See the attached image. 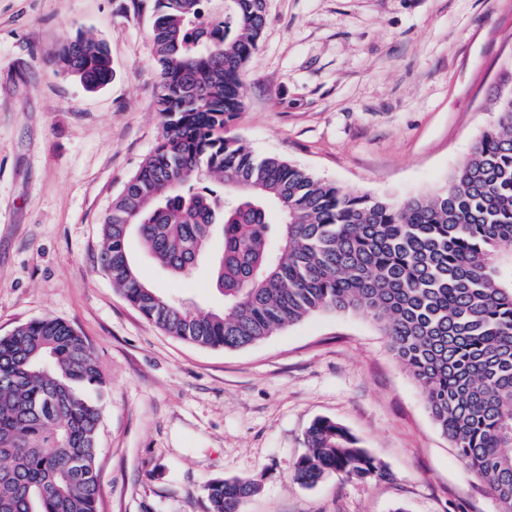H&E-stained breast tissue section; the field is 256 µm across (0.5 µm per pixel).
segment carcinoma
<instances>
[{
	"label": "carcinoma",
	"mask_w": 512,
	"mask_h": 512,
	"mask_svg": "<svg viewBox=\"0 0 512 512\" xmlns=\"http://www.w3.org/2000/svg\"><path fill=\"white\" fill-rule=\"evenodd\" d=\"M265 23V0H157L163 137L104 219L102 271L149 322L205 348L243 349L321 311L381 323L437 427L497 512H512V93H497L494 122L447 187L399 202L347 193L224 136ZM53 65L89 89L112 76L106 44L85 35ZM203 172L222 191L191 188ZM132 234L175 277L211 261L224 309L142 283ZM104 385L90 344L61 319L0 336V512H98ZM305 443L294 469L303 485L389 476L330 419ZM258 491L253 480L211 482L207 512H241Z\"/></svg>",
	"instance_id": "1"
}]
</instances>
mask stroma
<instances>
[{"mask_svg": "<svg viewBox=\"0 0 512 512\" xmlns=\"http://www.w3.org/2000/svg\"><path fill=\"white\" fill-rule=\"evenodd\" d=\"M267 23L224 133L349 193L431 194L495 118L512 71V0H266ZM154 0H0V336L43 316L89 341L107 380L99 512H206L205 487L253 479L242 512H497L381 328L324 312L253 346L209 349L148 322L99 267L113 199L163 135ZM104 41L95 91L51 65L78 33ZM140 278L222 307L207 268ZM328 418L389 471L294 478Z\"/></svg>", "mask_w": 512, "mask_h": 512, "instance_id": "1", "label": "stroma"}]
</instances>
